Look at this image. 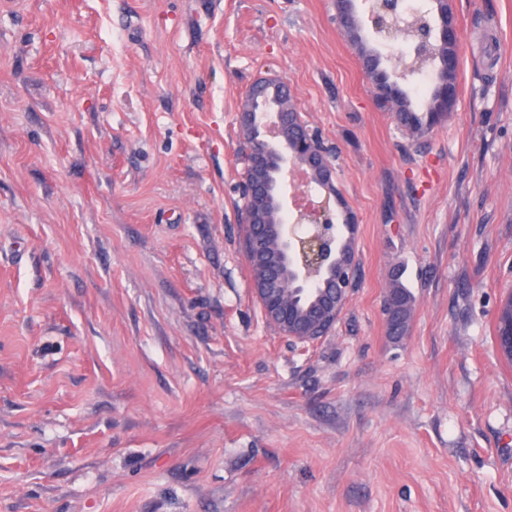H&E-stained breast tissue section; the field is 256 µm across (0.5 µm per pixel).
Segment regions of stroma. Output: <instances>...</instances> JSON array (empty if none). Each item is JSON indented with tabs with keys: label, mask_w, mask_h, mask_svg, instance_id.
Here are the masks:
<instances>
[{
	"label": "stroma",
	"mask_w": 512,
	"mask_h": 512,
	"mask_svg": "<svg viewBox=\"0 0 512 512\" xmlns=\"http://www.w3.org/2000/svg\"><path fill=\"white\" fill-rule=\"evenodd\" d=\"M335 2L0 0V512H512V0H454L458 100L420 139ZM263 78L357 216L311 345L242 247ZM413 298L407 288L400 282L399 277L393 279L386 295L384 311L388 324L394 333L402 332L408 323L412 312ZM253 293L259 302L266 320L288 338L300 342H313L321 338L324 329L313 332L312 325L300 326L292 319L288 304L278 295L270 293L267 288H262L258 281H252ZM512 333V296L508 297L500 306L495 325V339L502 357L512 362V348L504 342L502 336H511Z\"/></svg>",
	"instance_id": "stroma-1"
}]
</instances>
